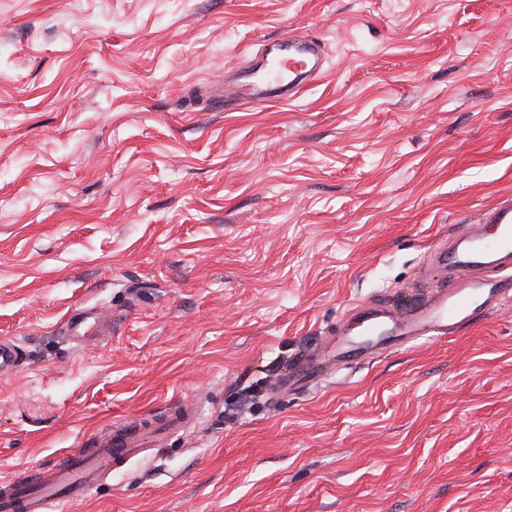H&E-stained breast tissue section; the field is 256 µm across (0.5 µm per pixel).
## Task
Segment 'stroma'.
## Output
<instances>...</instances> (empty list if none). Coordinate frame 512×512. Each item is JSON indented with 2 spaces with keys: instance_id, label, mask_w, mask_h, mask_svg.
Instances as JSON below:
<instances>
[{
  "instance_id": "35a3bbf8",
  "label": "stroma",
  "mask_w": 512,
  "mask_h": 512,
  "mask_svg": "<svg viewBox=\"0 0 512 512\" xmlns=\"http://www.w3.org/2000/svg\"><path fill=\"white\" fill-rule=\"evenodd\" d=\"M291 103L224 112L262 41ZM512 197V0H0V480L197 424L66 512H512V302L275 395L357 302ZM111 334L65 336L74 305ZM325 57V44L308 35L265 40L260 51L225 73L224 85L211 86L210 97L224 112L287 102L320 78ZM229 73L234 76L231 84ZM23 357V349L10 338L0 339V375L16 371ZM194 422V413L190 409L184 406L177 407L167 414L165 421L149 438L154 446L162 447L168 438L187 432Z\"/></svg>"
}]
</instances>
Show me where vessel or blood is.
I'll use <instances>...</instances> for the list:
<instances>
[{
  "instance_id": "obj_1",
  "label": "vessel or blood",
  "mask_w": 512,
  "mask_h": 512,
  "mask_svg": "<svg viewBox=\"0 0 512 512\" xmlns=\"http://www.w3.org/2000/svg\"><path fill=\"white\" fill-rule=\"evenodd\" d=\"M325 57L324 43L304 34L265 41L260 51L232 68V83L211 86L210 97L228 112L288 101L320 78ZM429 267L440 274L439 285L402 309L379 303L351 308L328 341L330 361L315 352L299 355L288 374L280 376V392L302 388L329 364L346 369L368 360L378 349L453 336L512 301V200L499 201L482 213L478 223L461 225L456 235L436 245ZM94 317L88 308L72 310L64 323L69 336L100 339L104 331ZM22 357L15 340L0 339L1 376L16 371ZM194 422L193 412L180 406L167 414L151 436H144L136 424L100 433L91 449L71 452L52 469L35 471L24 481L0 483V512H57L60 506L83 502L112 471L144 453L146 443L163 446Z\"/></svg>"
}]
</instances>
